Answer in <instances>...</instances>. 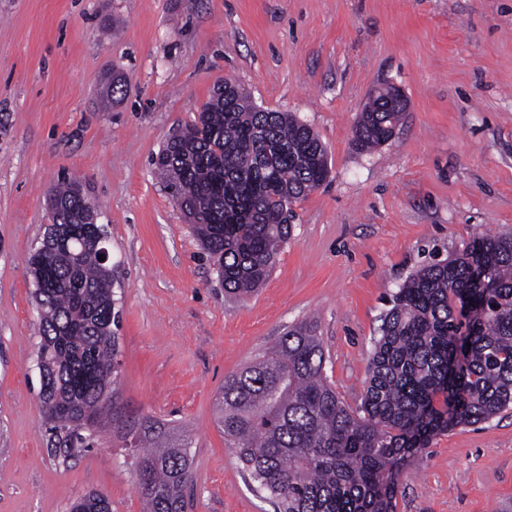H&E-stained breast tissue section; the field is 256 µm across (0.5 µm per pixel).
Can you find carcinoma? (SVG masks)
<instances>
[{"label":"carcinoma","instance_id":"obj_1","mask_svg":"<svg viewBox=\"0 0 512 512\" xmlns=\"http://www.w3.org/2000/svg\"><path fill=\"white\" fill-rule=\"evenodd\" d=\"M402 119L377 94L354 127L355 147L385 144ZM153 165L235 298L267 279L291 236L292 205L329 176L311 127L257 105L232 82L166 141ZM52 199L74 256L41 242L42 261L30 264L47 431L68 458L92 449L112 417L130 440L145 512H186L191 440L170 446L162 427L107 414L120 366L112 267L98 259L79 184ZM325 362L315 323L289 327L224 380V439L275 512H396L398 478L431 437L512 408V236L478 237L407 277L381 317L359 410L328 383ZM75 508L112 512V503L88 492Z\"/></svg>","mask_w":512,"mask_h":512}]
</instances>
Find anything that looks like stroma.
<instances>
[{"mask_svg": "<svg viewBox=\"0 0 512 512\" xmlns=\"http://www.w3.org/2000/svg\"><path fill=\"white\" fill-rule=\"evenodd\" d=\"M127 80L114 106L109 73ZM231 80L326 145L327 182L293 207L266 282L224 292L151 160ZM408 101L369 153L370 94ZM79 178L108 234L118 407L190 436L188 512H274L216 425L228 376L311 320L347 405L407 276L478 236L512 234V0H0V512H70L90 491L142 512L126 440L62 461L43 424L28 259L52 189ZM396 512H512V410L433 437Z\"/></svg>", "mask_w": 512, "mask_h": 512, "instance_id": "obj_1", "label": "stroma"}]
</instances>
